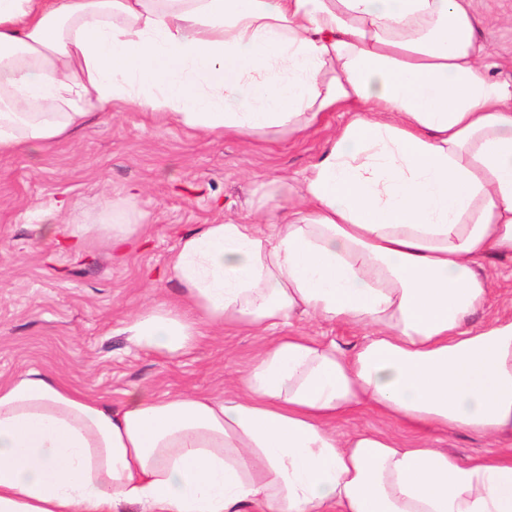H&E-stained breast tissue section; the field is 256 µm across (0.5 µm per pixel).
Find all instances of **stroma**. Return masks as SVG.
Segmentation results:
<instances>
[{
    "label": "stroma",
    "instance_id": "1",
    "mask_svg": "<svg viewBox=\"0 0 512 512\" xmlns=\"http://www.w3.org/2000/svg\"><path fill=\"white\" fill-rule=\"evenodd\" d=\"M489 51L488 77L512 85V0H469ZM343 121L324 113L305 138L205 137L148 112L93 113L65 141L0 158V381L36 368L110 402L124 391L223 394L263 347L224 329L171 358L132 345L137 312L179 306L167 267L181 238L206 224H252L299 181ZM54 223L55 238L42 224ZM75 224H135L126 251ZM489 297L473 324L512 318V261L482 260Z\"/></svg>",
    "mask_w": 512,
    "mask_h": 512
}]
</instances>
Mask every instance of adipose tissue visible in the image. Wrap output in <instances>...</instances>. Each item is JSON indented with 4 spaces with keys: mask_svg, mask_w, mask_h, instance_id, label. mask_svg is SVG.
<instances>
[{
    "mask_svg": "<svg viewBox=\"0 0 512 512\" xmlns=\"http://www.w3.org/2000/svg\"><path fill=\"white\" fill-rule=\"evenodd\" d=\"M478 29L466 0H0L1 158L114 105L239 138L348 115L282 220L181 238L186 310L125 323L172 358L206 327L267 334L238 392L0 382V512H512V319L471 323L479 261L512 259V91ZM360 408L496 449L337 429ZM295 326L299 330L307 332L315 339L336 338L345 347L351 348L357 344L366 331L357 325L331 324L328 322H314L306 319L296 320ZM488 442L485 437L477 434L448 432V438L442 446L461 460H467L493 449Z\"/></svg>",
    "mask_w": 512,
    "mask_h": 512,
    "instance_id": "1",
    "label": "adipose tissue"
}]
</instances>
